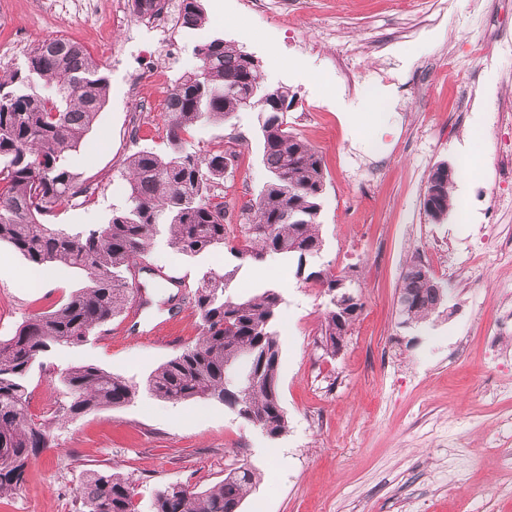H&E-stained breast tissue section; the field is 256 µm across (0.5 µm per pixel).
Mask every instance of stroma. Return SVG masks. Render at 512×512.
I'll return each instance as SVG.
<instances>
[{"instance_id":"35a3bbf8","label":"stroma","mask_w":512,"mask_h":512,"mask_svg":"<svg viewBox=\"0 0 512 512\" xmlns=\"http://www.w3.org/2000/svg\"><path fill=\"white\" fill-rule=\"evenodd\" d=\"M208 24L179 30L184 60L221 37L252 53L266 83L295 97L290 132L322 157L326 174L319 222L323 246L307 270L347 279L363 305L338 356L317 341L330 297L296 277L295 262L243 263L233 293L276 285L279 386L288 428L269 438L224 405L171 402L147 395L118 409L55 424L66 394L62 372L95 364L143 380L201 333L190 301L178 315L165 302L176 273L197 285L209 254L188 259L156 240L136 275L153 303L136 318L106 323L82 345L37 359L27 377L30 412L49 437L24 485L0 500V512H74L86 470L131 476L138 512L157 491L190 483L204 489L250 463L261 481L240 512H512V0H202ZM12 18L0 26V71L21 66L38 41L61 36L85 46L107 70L109 94L70 158L81 178L99 182L94 202L58 208L48 221L69 229L107 223L125 205V160L137 148L168 149L162 112H141L127 94L132 79L154 99L172 82L156 77L149 36L133 11L109 16L105 0H0ZM386 119L363 134L347 121L369 96ZM260 114L247 109L223 122L193 126L186 148L204 154L239 140L222 187L233 224L267 180ZM483 162L462 177L466 156ZM458 175L453 204L431 219L423 200L440 163ZM421 260L449 289L425 321L401 326L398 288ZM31 266L0 244V339L31 314L53 308L84 284L76 271L47 267L30 287Z\"/></svg>"}]
</instances>
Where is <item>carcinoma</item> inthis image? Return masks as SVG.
Masks as SVG:
<instances>
[{"label": "carcinoma", "mask_w": 512, "mask_h": 512, "mask_svg": "<svg viewBox=\"0 0 512 512\" xmlns=\"http://www.w3.org/2000/svg\"><path fill=\"white\" fill-rule=\"evenodd\" d=\"M183 27L207 23L201 0H181ZM198 65L178 78L165 112L170 149L140 150L126 159L130 193L124 207L106 224L72 232L45 223V217L91 190L69 163L109 89L104 66L84 47L62 37L40 41L25 64L0 75V242L12 246L34 268L66 266L81 271L86 285L54 308L33 314L10 338L0 340V498L25 481L32 457L48 445L45 431L29 413L27 376L34 362L54 348L75 347L95 329L126 311L134 300L131 268L146 258L163 236L176 254L196 258L223 251L240 261H296L323 245L319 217L325 173L318 152L286 131L294 103L284 86H268L271 104L260 125L262 162L269 180L245 209L241 236L230 235L227 209L214 188L233 169L237 151L199 154L184 146V135L198 123L223 122L241 109L238 93L264 82L234 43L216 37L194 48ZM453 180L438 168L430 174L423 206L434 220L448 214ZM412 263L401 289L412 295L414 319L421 321L443 305L429 281ZM240 266L209 269L192 296L202 322L198 339L135 382L94 364L63 372L70 395L55 415L65 422L102 408H122L139 394L181 402L205 400L251 419L275 439L287 429L281 404L276 330L283 297L275 285L239 297L227 294ZM313 281L332 293V308L322 324L324 350H340L362 303L342 298L344 279L310 271ZM240 369L245 383L224 386V370ZM260 481L251 465L197 490L185 484L160 489L153 512H240ZM133 482L104 469L86 473L76 512H137Z\"/></svg>", "instance_id": "obj_1"}]
</instances>
